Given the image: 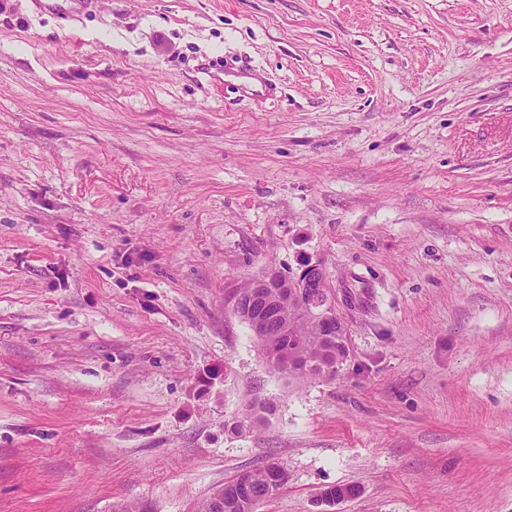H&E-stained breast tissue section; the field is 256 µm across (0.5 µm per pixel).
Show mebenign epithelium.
Segmentation results:
<instances>
[{"mask_svg": "<svg viewBox=\"0 0 512 512\" xmlns=\"http://www.w3.org/2000/svg\"><path fill=\"white\" fill-rule=\"evenodd\" d=\"M287 288L278 295L274 289L281 287L280 272L268 270L249 282V301L246 312L250 329L260 339L268 356L275 362L290 367L298 365L300 357L288 344L293 335V325L282 326L278 321V305L288 301L296 305V323H320L329 335L342 338L344 351H349L345 341L347 330L335 309V293L329 287L324 269L307 265L298 272L288 274Z\"/></svg>", "mask_w": 512, "mask_h": 512, "instance_id": "obj_1", "label": "benign epithelium"}]
</instances>
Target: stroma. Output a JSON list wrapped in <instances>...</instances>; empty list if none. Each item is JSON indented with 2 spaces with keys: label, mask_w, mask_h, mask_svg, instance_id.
I'll list each match as a JSON object with an SVG mask.
<instances>
[{
  "label": "stroma",
  "mask_w": 512,
  "mask_h": 512,
  "mask_svg": "<svg viewBox=\"0 0 512 512\" xmlns=\"http://www.w3.org/2000/svg\"><path fill=\"white\" fill-rule=\"evenodd\" d=\"M306 264L332 379L230 302ZM270 462L256 512H512V0H0V512Z\"/></svg>",
  "instance_id": "stroma-1"
}]
</instances>
